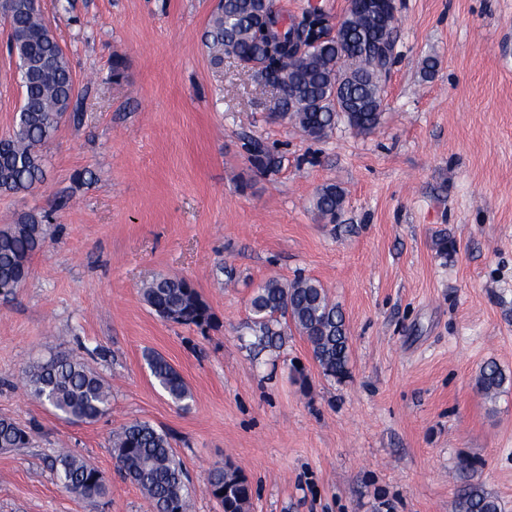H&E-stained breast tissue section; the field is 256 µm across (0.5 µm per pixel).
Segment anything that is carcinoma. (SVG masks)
<instances>
[{"mask_svg":"<svg viewBox=\"0 0 512 512\" xmlns=\"http://www.w3.org/2000/svg\"><path fill=\"white\" fill-rule=\"evenodd\" d=\"M277 18L273 0H220L210 20L205 46L219 65L233 57L279 89L280 106L292 107L288 118L307 136L325 137L339 121L357 134H367L380 123V78L371 59L372 46L382 52L383 27L374 12L351 15L336 23V34L314 43L325 29L317 12L303 16L284 40L297 38L303 48L296 58L288 48H267L264 31ZM10 53L19 64L23 102L11 131L0 136V192H28L45 174L40 147L55 134L68 114L76 113L75 86L70 61L45 24L35 0H13L10 8ZM289 80H284V77ZM252 165L269 171L275 165L260 140L248 145ZM344 193L334 184L320 189L314 209L334 218ZM46 217L22 215L0 228V293L8 295L30 275V260L46 242ZM141 294L162 319L185 326H210V306L185 278L159 277L145 284ZM249 326L250 346L278 349L285 336L281 321L292 324L311 346L312 356L325 375L340 378L349 369L350 345L344 315L321 283L298 277L288 284L270 279L253 295ZM152 377L172 402L186 407L190 390L181 374L160 354L147 357ZM508 377L493 361L476 377L486 396L496 394ZM29 395L70 423H90L109 410L112 392L107 380L79 356L58 352L25 371ZM32 430L0 418V448H28ZM112 452L124 478L143 493L150 512H190L192 489L182 461L169 436L147 422L133 421L112 433ZM63 486L89 504L107 493L102 473L83 458L60 451L53 462ZM207 491L220 500L224 512H249L252 488L230 462L209 472ZM458 512H501L496 497L479 483L466 485L458 496Z\"/></svg>","mask_w":512,"mask_h":512,"instance_id":"carcinoma-1","label":"carcinoma"}]
</instances>
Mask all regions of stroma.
Here are the masks:
<instances>
[{
    "mask_svg": "<svg viewBox=\"0 0 512 512\" xmlns=\"http://www.w3.org/2000/svg\"><path fill=\"white\" fill-rule=\"evenodd\" d=\"M217 6L39 0L79 117L44 146L41 183L0 193V226L50 215L30 278L0 295V417L34 434L0 450V512H148L112 457L113 431L136 420L169 434L191 512H223L204 484L225 461L255 490L250 512H455L464 462L512 512V0H397L378 127L319 140L237 60L211 62ZM9 34L0 17V135L22 104ZM254 139L275 171L250 163ZM328 183L345 193L332 222L313 210ZM159 276L189 279L213 326L158 317L140 288ZM299 276L345 316L343 378L295 329L272 351L241 339L258 286ZM60 349L110 382L100 420L67 423L20 387ZM152 352L186 378L189 409L156 385ZM488 361L508 377L492 400L475 386ZM63 445L101 471L106 498L64 488Z\"/></svg>",
    "mask_w": 512,
    "mask_h": 512,
    "instance_id": "obj_1",
    "label": "stroma"
}]
</instances>
